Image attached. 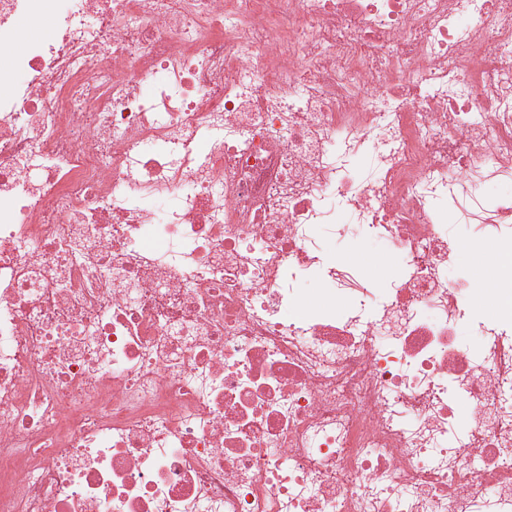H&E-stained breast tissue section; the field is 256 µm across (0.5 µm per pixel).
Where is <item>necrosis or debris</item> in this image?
Listing matches in <instances>:
<instances>
[{
  "instance_id": "necrosis-or-debris-1",
  "label": "necrosis or debris",
  "mask_w": 512,
  "mask_h": 512,
  "mask_svg": "<svg viewBox=\"0 0 512 512\" xmlns=\"http://www.w3.org/2000/svg\"><path fill=\"white\" fill-rule=\"evenodd\" d=\"M3 84L0 512H512V0H0ZM372 248H363L352 239H336V258L339 254L354 255L366 266L369 276L377 281L385 282L389 276V270L376 263Z\"/></svg>"
}]
</instances>
